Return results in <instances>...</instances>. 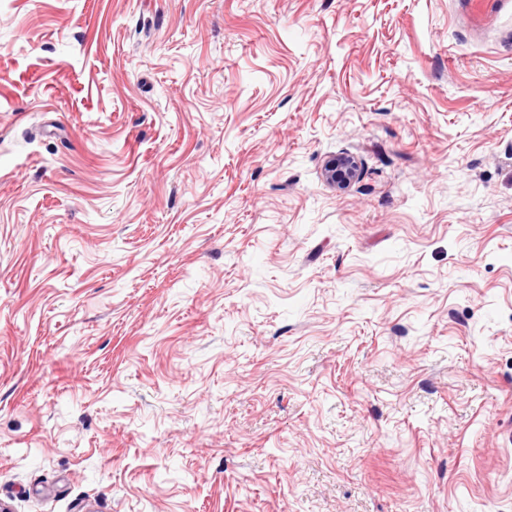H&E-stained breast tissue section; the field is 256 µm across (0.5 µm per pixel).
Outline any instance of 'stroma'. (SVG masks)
Wrapping results in <instances>:
<instances>
[{
	"label": "stroma",
	"mask_w": 512,
	"mask_h": 512,
	"mask_svg": "<svg viewBox=\"0 0 512 512\" xmlns=\"http://www.w3.org/2000/svg\"><path fill=\"white\" fill-rule=\"evenodd\" d=\"M0 502L512 512V0H0ZM323 175L329 184L344 189L358 179L359 166L347 156H337L325 164Z\"/></svg>",
	"instance_id": "35a3bbf8"
}]
</instances>
